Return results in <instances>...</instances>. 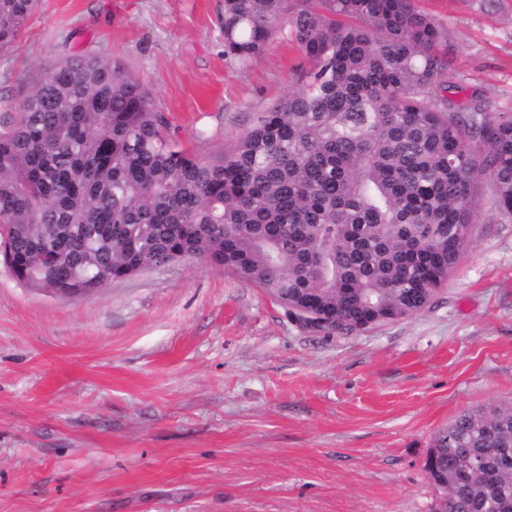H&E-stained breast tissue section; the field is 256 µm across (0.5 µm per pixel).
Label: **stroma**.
Listing matches in <instances>:
<instances>
[{
	"mask_svg": "<svg viewBox=\"0 0 512 512\" xmlns=\"http://www.w3.org/2000/svg\"><path fill=\"white\" fill-rule=\"evenodd\" d=\"M463 96L512 110V0H421ZM224 0H37L0 50V115L67 57L122 61L210 155L296 86L280 22L224 58ZM512 401V214L481 205L425 311L309 333L189 257L61 298L0 262V512H431L422 469L459 413Z\"/></svg>",
	"mask_w": 512,
	"mask_h": 512,
	"instance_id": "1",
	"label": "stroma"
}]
</instances>
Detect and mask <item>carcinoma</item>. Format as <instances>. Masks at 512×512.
Masks as SVG:
<instances>
[{
    "label": "carcinoma",
    "instance_id": "1",
    "mask_svg": "<svg viewBox=\"0 0 512 512\" xmlns=\"http://www.w3.org/2000/svg\"><path fill=\"white\" fill-rule=\"evenodd\" d=\"M35 4L0 0V49ZM284 16L301 85L218 154L166 133L150 89L103 56L65 59L0 118V255L23 283L100 288L203 256L288 314L329 310L308 318L326 336L431 305L482 185L512 214V111L453 99L448 30L417 0H224V59L248 65ZM489 448H512L511 404L433 437L423 469L459 512H512V465Z\"/></svg>",
    "mask_w": 512,
    "mask_h": 512
}]
</instances>
